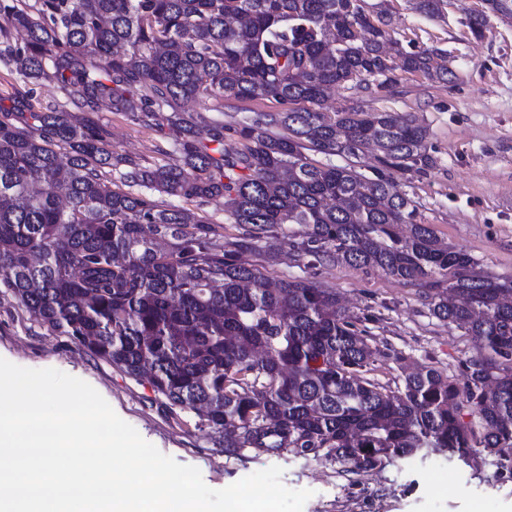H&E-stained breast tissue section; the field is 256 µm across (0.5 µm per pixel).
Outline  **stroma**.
Segmentation results:
<instances>
[{
    "instance_id": "stroma-1",
    "label": "stroma",
    "mask_w": 512,
    "mask_h": 512,
    "mask_svg": "<svg viewBox=\"0 0 512 512\" xmlns=\"http://www.w3.org/2000/svg\"><path fill=\"white\" fill-rule=\"evenodd\" d=\"M442 18L410 9L407 0H388L389 29L408 50H438L448 57V78L432 80L397 72L393 88L376 81L338 87L326 110L412 113L429 130L437 165L408 172L402 188L415 202L421 223L433 225L445 242L472 255L482 270L512 277V19L491 17L485 36L474 39L467 17L481 0H447ZM25 101L32 111L51 112L65 102L57 85L23 81L0 66V109ZM77 120L101 128L112 159L103 173L108 186L120 184L127 161L164 165L177 157L166 113L135 119L99 102ZM316 281L335 289L356 317L372 318L379 339L402 351L403 365L381 360L373 375L381 383L398 378L403 367L431 364L458 377L460 362L479 343L431 316L414 286L376 269L320 268ZM0 358L30 369L54 368L90 384L146 441L179 463L198 468L204 482L220 489L256 471L277 465L282 482L312 495L303 512H512V478L496 467L480 471L458 463L439 474L433 460L390 466L353 483L333 464L304 457L261 455L245 462L227 458L195 426L190 412H169L143 380L81 348L70 336L34 320L12 293L0 286Z\"/></svg>"
}]
</instances>
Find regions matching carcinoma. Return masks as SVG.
<instances>
[{
    "mask_svg": "<svg viewBox=\"0 0 512 512\" xmlns=\"http://www.w3.org/2000/svg\"><path fill=\"white\" fill-rule=\"evenodd\" d=\"M410 2L443 15L444 0ZM490 13L511 17L512 0H483L475 37ZM0 61L26 82L56 80L76 108L106 99L114 112H170L179 151L160 166L128 162L134 194L104 182L106 144L67 108L33 112L27 127L0 118V284L31 317L147 380L241 461L312 456L352 477L431 456L512 460V279L418 222L397 178L435 167L425 126L409 113L323 110L354 79L393 87L398 68L444 81V54L403 51L358 0H0ZM224 97L288 109L215 121L199 139L181 104ZM230 134L241 146L226 151ZM155 192L224 200L238 237L160 207ZM280 235L309 271L376 268L419 288L430 315L480 341L462 381L431 365L392 387L369 377L376 357H403L379 348L336 289L271 280L263 242Z\"/></svg>",
    "mask_w": 512,
    "mask_h": 512,
    "instance_id": "cac0c4a2",
    "label": "carcinoma"
}]
</instances>
